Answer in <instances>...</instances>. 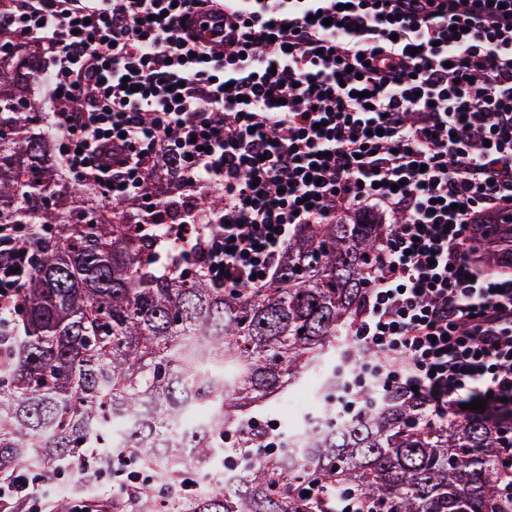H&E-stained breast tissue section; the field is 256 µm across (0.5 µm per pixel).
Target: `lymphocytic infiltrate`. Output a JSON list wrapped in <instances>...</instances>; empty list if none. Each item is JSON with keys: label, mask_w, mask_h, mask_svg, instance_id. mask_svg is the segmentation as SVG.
I'll return each mask as SVG.
<instances>
[{"label": "lymphocytic infiltrate", "mask_w": 512, "mask_h": 512, "mask_svg": "<svg viewBox=\"0 0 512 512\" xmlns=\"http://www.w3.org/2000/svg\"><path fill=\"white\" fill-rule=\"evenodd\" d=\"M0 22L52 55L68 170L149 237L176 202L178 265L260 288L300 225L373 220L350 336L375 393L512 427V271L472 246L512 212V0H0ZM34 256L0 224V311Z\"/></svg>", "instance_id": "f902f5d3"}]
</instances>
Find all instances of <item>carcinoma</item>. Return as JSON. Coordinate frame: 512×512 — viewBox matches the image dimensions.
<instances>
[{"label": "carcinoma", "mask_w": 512, "mask_h": 512, "mask_svg": "<svg viewBox=\"0 0 512 512\" xmlns=\"http://www.w3.org/2000/svg\"><path fill=\"white\" fill-rule=\"evenodd\" d=\"M39 60L0 27V224L31 227L36 251L16 310L0 314V472L53 478L113 433L112 457L143 469L152 435L170 439L180 461L120 496V512H331L304 496L315 483L359 496L362 512H512L500 499V430L476 412L432 424L420 402L368 393L341 435L312 431L269 450L248 432L251 406L309 373L323 385L353 371L336 345L363 308L382 225H301L264 288L155 272V242L60 168L31 91ZM495 230L482 244L489 265L512 262V223ZM191 409L209 431L174 432ZM229 432L245 434L224 464L240 472L238 487L184 494L185 466L203 470L225 455Z\"/></svg>", "instance_id": "obj_1"}]
</instances>
